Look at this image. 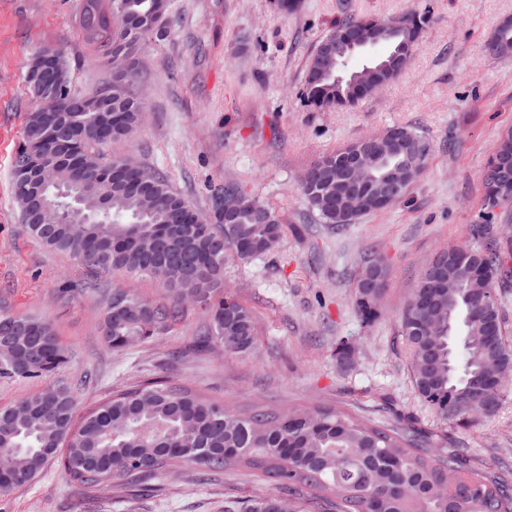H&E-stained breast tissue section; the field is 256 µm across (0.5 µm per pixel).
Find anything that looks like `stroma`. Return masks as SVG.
<instances>
[{
    "label": "stroma",
    "mask_w": 512,
    "mask_h": 512,
    "mask_svg": "<svg viewBox=\"0 0 512 512\" xmlns=\"http://www.w3.org/2000/svg\"><path fill=\"white\" fill-rule=\"evenodd\" d=\"M81 0H0V309L49 319L72 351L62 370L35 380L0 379V408L60 384L80 408L153 380L189 387L236 409L320 403L350 407L383 423L412 417L442 446L461 443L494 468L512 464V382L497 413L458 427L441 420L413 387L400 318L421 272L448 247L497 239L512 248V205L497 209L487 234L474 230L483 203L481 175L501 131L512 127V56L485 44L512 17V0H172L165 40L150 42L138 91L145 107L132 137L100 149L103 159L136 158L163 173L199 211L210 189L238 184L274 208L287 229L272 252L228 255L224 287L250 308L258 343L246 356L198 347L208 324L186 306L176 325L116 351L97 333L106 288L155 301L151 279L94 272L39 244L21 222L11 159L37 102L25 75L44 48L65 53L72 87L89 95L109 69L90 49L76 16ZM429 8L431 23L398 80L355 106L319 111L301 97L309 57L335 21L396 18ZM408 126L430 142L422 176L404 199L359 218L345 231L324 224L300 189L315 162L365 136ZM387 264L378 320L367 323L352 296L370 252ZM355 348L341 367L336 345ZM276 490L247 470L214 477L182 466L148 490L113 487L86 500L59 463L28 487L0 498V512H224L225 497L245 502Z\"/></svg>",
    "instance_id": "35a3bbf8"
}]
</instances>
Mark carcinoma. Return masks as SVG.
Masks as SVG:
<instances>
[{"instance_id":"1","label":"carcinoma","mask_w":512,"mask_h":512,"mask_svg":"<svg viewBox=\"0 0 512 512\" xmlns=\"http://www.w3.org/2000/svg\"><path fill=\"white\" fill-rule=\"evenodd\" d=\"M171 0H83L78 24L88 45L104 51L112 72V112L119 119L98 130L105 115L95 111L97 94L85 97L84 112H62V102L28 87L38 105L26 121L12 161L13 193L28 231L46 247L78 258L91 269L154 279L172 299L154 304L123 288L112 289L99 319L103 341L115 350L134 338L148 339L180 318L181 306H204L207 340L237 355L256 345L251 310L224 292V260L232 252L247 259L273 251L284 235L275 211L257 200L224 223L221 198L240 187L214 189L213 218L193 223L197 209L175 192L167 178L143 169L150 186L127 189L100 169L95 149L126 139L136 130L144 102L136 88V65L147 42L165 34ZM406 37L417 49L428 11L403 16ZM380 19L339 20L322 42L336 44L345 30L369 32ZM491 56L512 52V18L501 21L486 44ZM63 93L74 97L71 68L58 53ZM353 55L339 51L338 66L327 67L319 50L307 66L302 96L308 106L335 109L357 102L352 87ZM423 148L392 153L378 166L382 174L402 165L415 182L431 152L426 137L402 127ZM361 141H353L314 164L301 182L308 204L326 224L341 229L329 203L342 193L336 162ZM512 203V183L496 205L483 206L486 218ZM442 273L459 287L440 288L422 305H406L401 316L413 385L419 397L444 421L463 426L474 415L492 417L500 393L480 388L491 371L512 373V344L504 337L494 281L469 277L467 263L479 258L494 278L506 268L498 244L482 249L458 246L440 253ZM383 295L354 289V305L367 320ZM70 359L51 323L39 315L0 310V379L28 380L55 373ZM78 402L67 387H54L0 409V452L14 456L12 473L21 480L0 490V498L29 485L57 460L85 493L93 497L118 481L132 491L173 463L213 472L239 469L271 477L278 492L240 508L224 500V512H512V480L502 472L468 462L466 448H437L410 421L384 424L330 406L277 411L255 406L230 412L166 380L127 389L76 419Z\"/></svg>"}]
</instances>
